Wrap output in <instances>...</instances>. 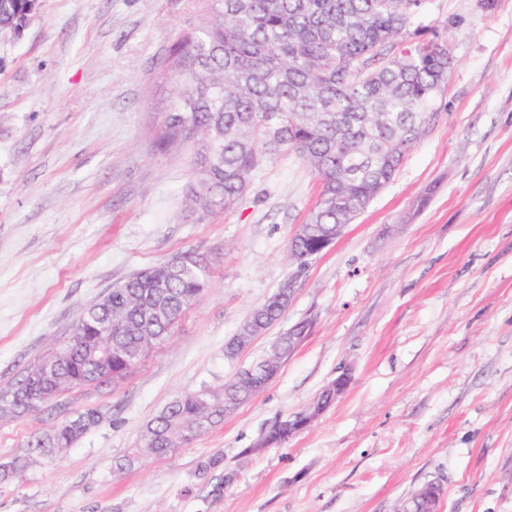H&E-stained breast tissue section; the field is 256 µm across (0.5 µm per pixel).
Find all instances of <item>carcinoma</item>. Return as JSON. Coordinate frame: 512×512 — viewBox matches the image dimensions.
I'll return each mask as SVG.
<instances>
[{"label":"carcinoma","mask_w":512,"mask_h":512,"mask_svg":"<svg viewBox=\"0 0 512 512\" xmlns=\"http://www.w3.org/2000/svg\"><path fill=\"white\" fill-rule=\"evenodd\" d=\"M203 21L171 51L174 100L158 146L179 143L195 157L191 202L202 214L230 209L263 165L295 154L320 186L319 199L288 247L300 270L322 253L320 240L349 224L395 176L434 120L433 101L453 58L436 34L406 39L424 0H202ZM37 0H0V29L20 31ZM211 258L186 250L114 285L71 324L56 352L0 390V416L19 419L77 387L122 381L157 348L209 286ZM292 302L278 287L255 306L251 330L231 337L234 358L278 322ZM307 331L292 326L272 349L281 367ZM265 389L245 369L218 389L184 392L143 428L137 453L162 458L217 427ZM99 410L27 441L51 456L96 427ZM275 422L266 444L288 437ZM26 459L0 463V480L17 478ZM428 483L402 512H426Z\"/></svg>","instance_id":"obj_1"}]
</instances>
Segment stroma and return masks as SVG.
<instances>
[{"mask_svg": "<svg viewBox=\"0 0 512 512\" xmlns=\"http://www.w3.org/2000/svg\"><path fill=\"white\" fill-rule=\"evenodd\" d=\"M200 21L193 0H38L21 35L0 32V390L113 285L187 249L214 259L203 298L119 385L0 418L1 463L85 408L102 414L0 482V512H396L431 480L439 512H512V0H426L417 23L454 59L437 116L300 272L288 244L319 186L297 156L202 217L193 156L157 146L171 48ZM290 274L281 321L225 357ZM303 320L259 395L171 455L133 458L177 394L222 386ZM345 370L310 426L257 449Z\"/></svg>", "mask_w": 512, "mask_h": 512, "instance_id": "obj_1", "label": "stroma"}]
</instances>
